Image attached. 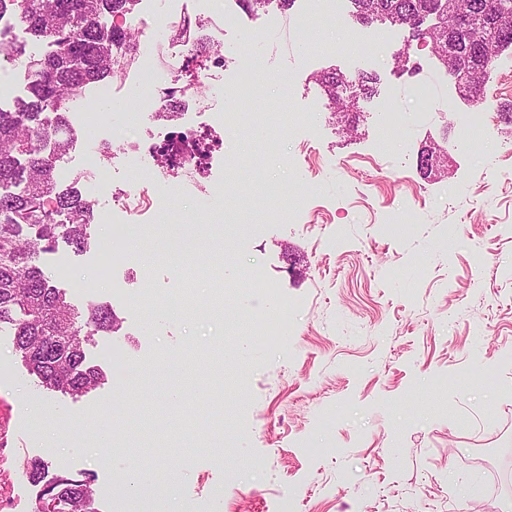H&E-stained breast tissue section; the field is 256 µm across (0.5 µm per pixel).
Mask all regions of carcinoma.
Wrapping results in <instances>:
<instances>
[{"instance_id": "obj_1", "label": "carcinoma", "mask_w": 512, "mask_h": 512, "mask_svg": "<svg viewBox=\"0 0 512 512\" xmlns=\"http://www.w3.org/2000/svg\"><path fill=\"white\" fill-rule=\"evenodd\" d=\"M357 19L404 25L413 40L428 41L445 67L448 42L475 67L491 65L483 52L512 47V0H352ZM138 0H0V16L18 21L50 51L10 50L27 75V97L12 111H0V328L14 330L15 350L28 371L48 389L79 394L96 388L104 375L86 364L84 345L112 332V308L93 304L76 310L65 293L50 284L37 265L39 254L60 238L77 251L90 247L93 203L74 187L60 184L43 150L54 139L56 153L75 140L70 103L83 87L105 81L125 69L136 41L125 25ZM445 14V27L426 31L423 20ZM179 37L198 56L214 51L197 24L185 21ZM329 99L345 112H358V99L338 98L349 83L334 70L317 75ZM86 481L60 477L49 485L37 512H93Z\"/></svg>"}]
</instances>
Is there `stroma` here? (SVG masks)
Listing matches in <instances>:
<instances>
[{
  "mask_svg": "<svg viewBox=\"0 0 512 512\" xmlns=\"http://www.w3.org/2000/svg\"><path fill=\"white\" fill-rule=\"evenodd\" d=\"M336 24L301 26L304 0L270 24L240 13L222 51L243 48L268 73L263 96L240 101L238 128L225 131L201 187L180 176L157 189L142 167L119 166L117 188L150 196L140 216L154 235L180 226L199 235L201 269L185 313L158 317L175 303L178 280L140 254L127 279L130 301L112 298V272L95 250L58 242L40 258L45 276L79 309L112 305L123 324L86 344L107 381L72 397L27 371L10 330L0 329V512H35L60 476L100 488L112 479L102 457L115 439L134 446L159 487L175 496L154 512H512V48L495 60L478 103L489 137L464 141L455 121L468 101L433 55L408 42L405 27L362 26L351 0H338ZM409 49L412 68L396 64ZM366 74L373 91L360 110H334L315 75ZM293 112L278 153L254 133L261 112ZM398 135L385 136L389 113ZM446 152L430 173L422 150ZM246 163L227 171L228 159ZM292 186L305 206L292 220L258 223L273 207L256 183ZM224 282V315L209 309ZM92 286L89 294L73 289ZM291 306L296 333L270 343L244 309L276 315ZM224 348L231 384L202 374L182 381L181 353ZM121 344L138 379L114 397L112 346ZM220 391L224 405L212 407ZM219 421L223 450L189 445L181 424ZM44 462L32 481L28 462ZM479 494L463 496L469 484Z\"/></svg>",
  "mask_w": 512,
  "mask_h": 512,
  "instance_id": "1",
  "label": "stroma"
}]
</instances>
